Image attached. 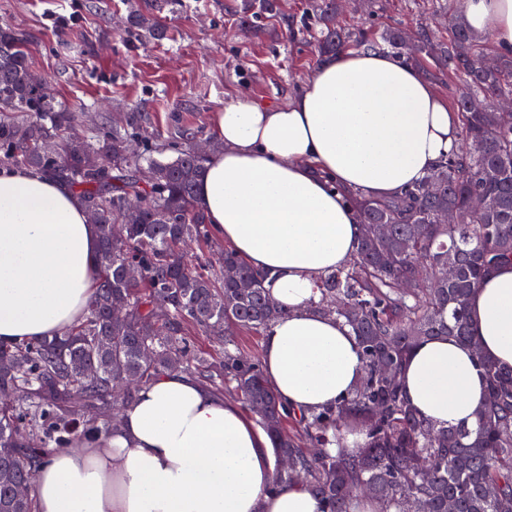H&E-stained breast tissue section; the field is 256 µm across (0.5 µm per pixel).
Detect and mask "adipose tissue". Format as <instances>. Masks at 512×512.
Instances as JSON below:
<instances>
[{"label": "adipose tissue", "mask_w": 512, "mask_h": 512, "mask_svg": "<svg viewBox=\"0 0 512 512\" xmlns=\"http://www.w3.org/2000/svg\"><path fill=\"white\" fill-rule=\"evenodd\" d=\"M464 17L512 50V0H464ZM456 113L419 69L383 50L319 58L286 105L225 102L197 199L210 224L287 306L263 338L265 377L297 411L350 394L364 373L350 327L317 307L316 280L348 264L361 232L352 195L387 200L459 149ZM98 232L82 201L37 171L0 167V341L67 332L95 288ZM470 347L431 337L401 371L410 405L439 428L473 425L486 403L477 354L512 368V264L468 305ZM274 450L234 403L180 371L140 389L113 435L54 451L34 512H321L300 485L269 493Z\"/></svg>", "instance_id": "ef3b65f1"}]
</instances>
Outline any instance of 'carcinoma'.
Returning a JSON list of instances; mask_svg holds the SVG:
<instances>
[{
  "mask_svg": "<svg viewBox=\"0 0 512 512\" xmlns=\"http://www.w3.org/2000/svg\"><path fill=\"white\" fill-rule=\"evenodd\" d=\"M278 0H242L240 22L277 15ZM336 0H317L312 18L322 55L349 45L390 49L398 56L459 75L454 97L458 134L468 148L448 155L421 182L389 200L363 199L362 234L350 264L320 278L321 310L348 325L363 348L365 372L334 407L297 415L281 406L262 362L241 354L234 328L262 336L285 314L263 279L233 253L216 247L195 187L205 156L187 134L181 143L130 150L142 115L69 135L79 121L33 74L26 39L0 29V166L34 169L96 208L100 252L97 287L81 320L62 336L0 342V512H32L31 481L54 448L112 435L135 390L113 397L112 386H137L167 371L195 377L218 395L238 398L272 441L275 454L294 460L274 470L272 489L303 485L322 512H351L368 496L382 512H512V369L476 352L487 402L473 426L437 428L405 399L400 382L411 349L432 336L472 344L468 303L475 288L512 263V123L497 105L512 96V53L483 52L482 39L463 20L443 42L425 27L413 37L398 27L351 33L336 25ZM133 31L155 34L154 19L129 12ZM482 197L481 209L472 198ZM139 222L114 237L126 209ZM453 210L458 224H441ZM378 224L388 234L375 233ZM456 267L448 279L444 269ZM134 265L139 275H126ZM409 287L404 288L402 284ZM122 305L125 316L111 318ZM363 435L353 452L344 433ZM336 446L331 452L329 446Z\"/></svg>",
  "mask_w": 512,
  "mask_h": 512,
  "instance_id": "1",
  "label": "carcinoma"
}]
</instances>
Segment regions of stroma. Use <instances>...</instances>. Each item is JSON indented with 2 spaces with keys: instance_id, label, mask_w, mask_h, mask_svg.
I'll list each match as a JSON object with an SVG mask.
<instances>
[{
  "instance_id": "obj_1",
  "label": "stroma",
  "mask_w": 512,
  "mask_h": 512,
  "mask_svg": "<svg viewBox=\"0 0 512 512\" xmlns=\"http://www.w3.org/2000/svg\"><path fill=\"white\" fill-rule=\"evenodd\" d=\"M240 0H0V27L24 34L36 73L56 99L81 117L80 131L118 113L142 112L152 144L186 126L212 139L213 115L241 95L286 104L318 60L308 0H279L280 17L243 34ZM462 0H367L343 13L352 32L426 24L447 38ZM138 9L159 22L158 36L127 31Z\"/></svg>"
}]
</instances>
